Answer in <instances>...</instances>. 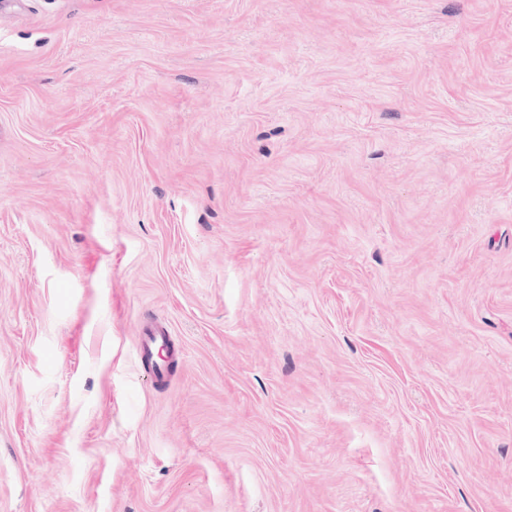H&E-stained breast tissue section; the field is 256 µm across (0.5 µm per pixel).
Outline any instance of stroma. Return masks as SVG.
<instances>
[{
  "instance_id": "35a3bbf8",
  "label": "stroma",
  "mask_w": 512,
  "mask_h": 512,
  "mask_svg": "<svg viewBox=\"0 0 512 512\" xmlns=\"http://www.w3.org/2000/svg\"><path fill=\"white\" fill-rule=\"evenodd\" d=\"M0 512H512V0H0ZM172 336L168 328L155 324L145 325L136 342L137 355L151 376L163 380L169 372L168 355Z\"/></svg>"
}]
</instances>
